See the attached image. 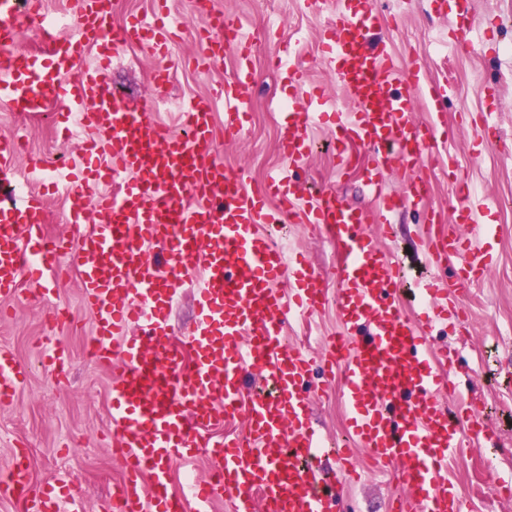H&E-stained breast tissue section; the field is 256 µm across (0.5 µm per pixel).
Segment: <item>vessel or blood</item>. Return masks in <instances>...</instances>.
<instances>
[{"label":"vessel or blood","instance_id":"obj_1","mask_svg":"<svg viewBox=\"0 0 512 512\" xmlns=\"http://www.w3.org/2000/svg\"><path fill=\"white\" fill-rule=\"evenodd\" d=\"M448 4L458 18L455 35L466 37L473 28L472 0ZM111 6L112 0H70V30L30 48L19 45L17 22L40 24L43 0H0V101L34 116L62 101L58 130L90 133L76 147L78 167L23 195L14 191L23 137H0V299L14 297L24 281L47 297V281H59L56 257L66 242L47 231V203L49 193L66 186L67 221L81 229L82 297L96 318L90 355L112 371L108 431L124 470L113 512H208L220 499L228 512H340L338 494L319 492L311 480L322 447L309 421L308 386L316 365L325 372L342 367L341 395L355 446L374 464L392 467L405 487L390 512H463L464 495L448 480V460L465 432L480 434L485 427L448 413L442 398L455 395L456 387L452 379H439L435 368L450 366L452 358L446 353L434 359L428 324L405 317L397 263L366 231L387 222L394 202L376 212L351 209L327 191L303 205L289 173H276L255 190L227 175L212 156L216 135L231 139L244 128L256 79L241 27L208 8L197 30L204 54L236 46L237 69L213 95L186 104L182 117L189 132L180 136L149 110L106 91L100 69L84 63L90 49L106 56L115 40L165 57L182 34L167 0H157L150 17H133L113 38L105 28ZM379 23L374 0H339L326 42L328 69L355 104L354 111L338 113L332 128L345 148L340 165L353 163L349 146L388 141V153L360 168L378 191L394 161L430 162L444 115L438 102L447 93L420 71L399 65L386 48L367 51L364 34ZM288 84L280 147L299 161L309 148L307 130L322 114L318 96L301 77L289 75ZM219 103L220 131L213 123ZM422 104L432 114L424 125L413 120ZM411 192L424 215L421 242L433 265L459 255L456 283L485 276L487 253L459 231L475 221L468 206L429 208V184L422 177ZM284 217L329 228L342 256L336 268L338 330L319 359L283 342L289 320L312 315L324 303L314 271L263 230ZM284 280L290 284L286 292L279 287ZM191 282L196 328L185 342L170 336L167 318ZM419 290L433 301L436 318L464 322L447 288L429 280ZM43 354L57 374H66L69 354L53 338H46ZM26 375L13 352L0 347L1 405L13 400ZM250 375L265 392L247 388ZM238 413L248 424L245 434L210 440L211 428ZM202 448L212 461L209 479L174 490L173 462H192ZM0 497L21 503L23 512H66L79 489L55 479L31 491L20 445L0 475Z\"/></svg>","mask_w":512,"mask_h":512}]
</instances>
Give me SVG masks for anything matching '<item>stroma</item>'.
I'll return each mask as SVG.
<instances>
[{
  "instance_id": "35a3bbf8",
  "label": "stroma",
  "mask_w": 512,
  "mask_h": 512,
  "mask_svg": "<svg viewBox=\"0 0 512 512\" xmlns=\"http://www.w3.org/2000/svg\"><path fill=\"white\" fill-rule=\"evenodd\" d=\"M214 2L241 22L256 70L250 121L236 141H218L214 158L252 188L285 170L295 177L301 202L312 201L326 188L352 206L378 208L359 170L339 169L327 125L309 127L311 148L301 162L291 163L278 146L280 112L288 105V78L273 67L277 57L287 56L289 68L305 72L323 93L327 110L355 109L342 85L327 72L323 58L322 37L331 26L337 0ZM169 7L184 34L169 49L168 57L177 67L168 83L154 84L158 61L135 44L112 50L103 83L129 105L153 109L160 124L179 132L184 102L209 95L213 86L230 77L236 54L225 49L209 68L198 69L195 0H169ZM379 11L383 22L369 33V45L386 46L398 62L420 68L428 80L448 88L443 105L447 130L454 139L448 151L438 153L425 170L431 184L430 206L440 210L456 200L454 184L441 174L451 165L459 182L471 187L474 204L489 205L486 221L499 227L497 236L485 245L493 255L489 276L456 291L459 306L469 315L466 334H459L453 323H438L430 341L433 349L456 351L451 377L470 395L467 403L450 402L449 410L457 415L478 414L494 431L488 439L464 435L461 448L448 462V477L467 492L469 512H512V500L503 498L499 488L500 480L512 479V0H475L474 30L465 41L453 39L452 19L443 0H380ZM58 110L54 104L49 112L28 119L0 105V135L22 131L27 154L64 170L73 150L56 133L53 115ZM414 175L413 167H394L384 186L397 204L391 223L370 225L368 231L381 235L394 256L403 312L418 319L430 311L419 300L417 283L449 279L458 259L448 257L440 271L429 264L419 241L422 217L406 193ZM268 230L273 239L287 240L291 252L305 255L317 272L316 287L329 297L324 308L288 324L284 332L286 345L317 352L319 343L338 325L336 247L324 229L307 224H272ZM62 261L70 272L52 298L30 288L0 302L8 311L0 319V346L10 348L29 369L14 401L0 405V473L7 471L16 443H25L33 486L71 475L80 487L78 512H107L123 477L107 434L112 374L88 355L96 320L82 303L74 253L65 254ZM52 303L68 308L71 320L49 321ZM46 336L55 337L68 350L67 376H56L42 364L41 342ZM314 380L326 385L323 392L311 395L310 416L324 444L317 461L321 486L332 489L336 486L335 451L351 445L339 398L343 376L335 374L327 382L318 374ZM398 492L392 469L378 470L367 463L360 480L344 489L341 507L343 512H387L390 498Z\"/></svg>"
}]
</instances>
